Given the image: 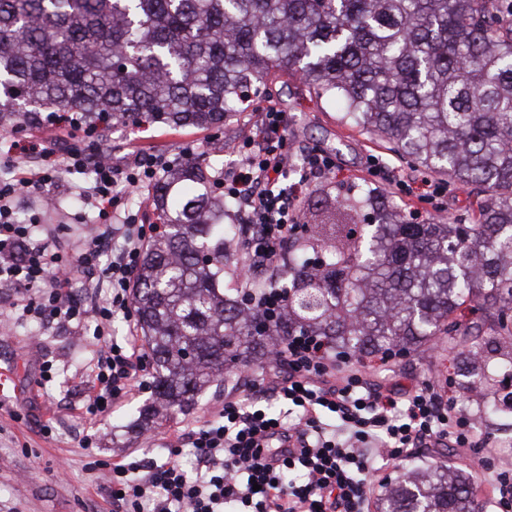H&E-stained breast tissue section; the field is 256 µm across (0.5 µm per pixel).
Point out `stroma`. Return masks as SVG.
<instances>
[{"mask_svg":"<svg viewBox=\"0 0 512 512\" xmlns=\"http://www.w3.org/2000/svg\"><path fill=\"white\" fill-rule=\"evenodd\" d=\"M276 107L284 112L291 143L318 150L332 158L334 167L324 179L312 182L296 199L298 221L302 224L346 223L350 217L339 200L338 184H369L379 188L383 182L374 176L372 163L395 168L414 180L423 172L408 165L386 144L358 129L341 124L336 110L316 99L295 78L280 77L246 104L244 113L223 128L194 129L118 126L105 132L115 157L129 156L137 149H154L172 162H180L183 147L200 143L210 148L207 158L214 170H222L232 155L230 146L246 135L253 112ZM66 189L58 194L54 211H41L36 195L26 194L16 201V217L28 221L38 215L35 235L50 238L64 250L75 249L94 215L79 202L74 187L85 183L81 174L66 175ZM388 204L399 210L418 208L421 220L443 218L451 221L476 208L474 185L449 182L441 209L427 203L411 205L407 198L385 193ZM92 334L69 329H41L38 322L16 316L8 332H0V512H112L100 471L89 469V462L111 461L113 455L138 451L163 460L169 450L171 434L200 424L223 404L226 390L211 388L199 407L190 415L177 416L149 431H141L134 421L137 411L149 397L137 389L109 412L96 420L86 419L82 408L88 395L91 373ZM52 364V379L41 383L43 361ZM396 371L411 384L446 381V396L457 408L475 418L476 447L466 449L478 473L476 502L478 512H493L488 484L493 472L512 466V413L482 415L473 392L459 384L458 371L447 344L427 349L419 358L398 359ZM20 412L14 420L12 412ZM49 422L51 434H43L41 422ZM89 449H82V440Z\"/></svg>","mask_w":512,"mask_h":512,"instance_id":"obj_1","label":"stroma"}]
</instances>
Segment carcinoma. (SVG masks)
Masks as SVG:
<instances>
[{"instance_id": "cac0c4a2", "label": "carcinoma", "mask_w": 512, "mask_h": 512, "mask_svg": "<svg viewBox=\"0 0 512 512\" xmlns=\"http://www.w3.org/2000/svg\"><path fill=\"white\" fill-rule=\"evenodd\" d=\"M299 77L338 120L423 170L471 183L478 211L417 223L369 186L360 230L294 236L254 285L233 268L219 175L199 159L155 191L162 234L142 257L137 327L153 370L137 426L197 397L268 348L317 336L350 357L411 353L437 336L483 388L512 370V0H0V125L70 112L88 126L221 128L250 94ZM279 290L274 315L259 302ZM476 471L432 461L383 486L377 512H476Z\"/></svg>"}]
</instances>
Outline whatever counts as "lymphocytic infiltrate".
<instances>
[{
  "mask_svg": "<svg viewBox=\"0 0 512 512\" xmlns=\"http://www.w3.org/2000/svg\"><path fill=\"white\" fill-rule=\"evenodd\" d=\"M8 160L30 162L29 172L0 183V284L13 287L23 316L44 328L82 326L94 320L92 395L85 414L108 412L128 396L147 370L135 336L113 339L114 318L133 322L131 286L148 240V225L127 213L117 185L138 192L151 188L171 163L139 150L116 162L103 145L87 153L73 144L1 138ZM224 172V195L243 224V253L250 275L274 266L297 222L294 201L300 187L325 177L330 158L288 149L283 112L270 107L255 115L251 132L233 150ZM302 159L296 187L286 185L295 159ZM91 173L81 195L95 214L91 232L74 253L34 236L17 221L14 204L30 192L53 202L64 174ZM121 240L112 250L113 240ZM94 271L104 295L84 303L72 292L74 267ZM374 362L347 365L315 336H296L282 346L267 371L247 381L203 424L174 434L165 461L122 453L107 466L112 512H369L376 464H396L415 448L450 442L469 447L470 418L444 401L430 384L408 385L396 377L374 383ZM297 409L299 423L284 427L270 404ZM194 450L195 468L186 470L176 450ZM296 470L303 482L287 483Z\"/></svg>",
  "mask_w": 512,
  "mask_h": 512,
  "instance_id": "f902f5d3",
  "label": "lymphocytic infiltrate"
}]
</instances>
